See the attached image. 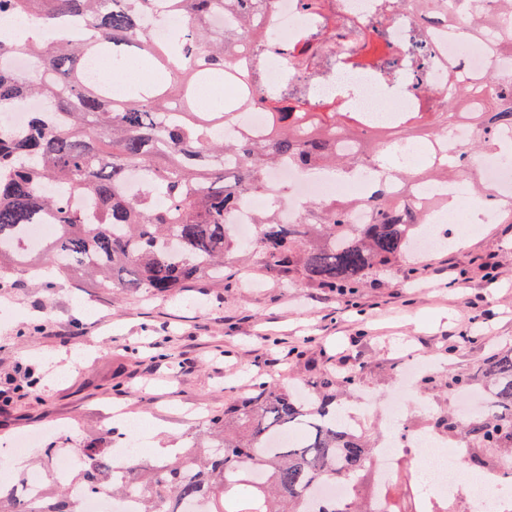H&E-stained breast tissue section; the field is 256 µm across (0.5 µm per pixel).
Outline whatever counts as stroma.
<instances>
[{
    "label": "stroma",
    "mask_w": 512,
    "mask_h": 512,
    "mask_svg": "<svg viewBox=\"0 0 512 512\" xmlns=\"http://www.w3.org/2000/svg\"><path fill=\"white\" fill-rule=\"evenodd\" d=\"M443 222L451 244L373 271L348 296L275 280L246 251L228 257L234 277L224 285L152 298L116 299L60 274L38 286L12 272L0 287V309L12 311L0 319V384L24 383L29 369L40 382L0 410V441L68 424L83 445L110 448V414L121 409L159 427L148 444L182 448L202 417L271 376L286 386L357 367L382 409L406 356L469 373L512 348V223L498 215L468 233L454 215ZM291 347L297 357L269 366Z\"/></svg>",
    "instance_id": "1"
}]
</instances>
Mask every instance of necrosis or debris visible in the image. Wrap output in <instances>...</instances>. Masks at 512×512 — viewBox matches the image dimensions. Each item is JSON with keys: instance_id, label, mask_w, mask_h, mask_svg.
<instances>
[{"instance_id": "necrosis-or-debris-1", "label": "necrosis or debris", "mask_w": 512, "mask_h": 512, "mask_svg": "<svg viewBox=\"0 0 512 512\" xmlns=\"http://www.w3.org/2000/svg\"><path fill=\"white\" fill-rule=\"evenodd\" d=\"M304 0H271L272 24L268 30L276 46L264 59L266 82L276 86L290 71L284 48L296 33L307 26L310 16ZM325 9L323 22L331 33L330 46L336 52L334 69L303 75L307 95L305 108L310 112L335 106L337 114L355 115L365 134H373L381 123H395L406 112H433L448 98V76L464 80L493 81L512 74V65L485 39L464 33L446 34L430 26L413 12L395 9L391 0H321ZM421 33L425 57L421 63L407 61L400 49L414 33ZM479 133L477 127L462 120L449 131L445 141L431 139L404 147L408 167H415L418 157L451 154L469 143ZM476 189L467 190L456 183L428 184L400 182L372 165L359 167L353 180H340L327 171L301 172L296 166L282 165L271 170L267 181L272 186H287V200L274 195L243 199L229 221L241 241H249L248 230L258 207L275 208L281 223L294 222L310 199L325 200L339 193L372 188L387 183L394 199L428 201L448 198L457 201L460 216L469 217L483 210L486 196L498 198L512 194V166L496 158L475 161ZM404 410L393 406L389 420L394 429L379 452L378 478L389 484L400 459L415 462L418 479L428 495L425 512L454 503L462 512H512V489L500 476L485 475L479 492L462 494L474 476L465 467L466 451L449 447L447 440L422 430L402 426ZM84 455L77 436H69L51 469L27 474L23 481L13 480L9 470L0 471V484L8 483L23 497L34 500L50 481H67L82 469Z\"/></svg>"}]
</instances>
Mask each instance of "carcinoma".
Wrapping results in <instances>:
<instances>
[{
	"mask_svg": "<svg viewBox=\"0 0 512 512\" xmlns=\"http://www.w3.org/2000/svg\"><path fill=\"white\" fill-rule=\"evenodd\" d=\"M0 0L20 17L38 14L56 25L52 40L23 44L0 41L1 56H26L35 67L24 73L0 68V113L13 102L36 96L46 110L30 113L20 136L0 125V279L19 266L33 278L42 274L41 257L82 288H103L120 297L130 291L162 295L207 279L224 283V259L245 248L258 255L267 274L286 280L297 276L322 288H358L365 276L409 253L427 214L416 203H398L384 187L366 198L343 196L309 203L298 222L282 224L269 209L255 215L260 235L253 246L239 241L225 215L240 200L268 190L267 173L281 164L323 168L350 176L364 161L388 165L389 145L413 131L431 138L448 133L459 119L479 127L482 135L442 161L410 173L423 182H442L458 172V161L479 148L497 149L501 133L512 132V79L481 99L474 93L448 95L440 112H412L400 128L378 141L359 137L356 120L339 121L334 112H296L288 100L303 91L283 85L255 99L248 89L224 104L213 119L195 112L199 87L209 79L238 77L235 56L247 42L266 43L255 22L263 0H166L181 13L183 25L169 40L155 41L143 24L153 0ZM500 13L473 16L469 31L512 55V0ZM431 23L454 28L448 0H397ZM84 16L90 37L77 42L62 21ZM229 17L218 28L212 17ZM321 27L301 29L296 47L286 49L292 70L308 69L322 52ZM156 61L155 79L128 89L116 100L111 86L122 81L126 50ZM106 59L104 80L86 77L85 62ZM275 103L266 137L222 138L219 128L233 112ZM141 186L126 190L131 174ZM85 197L89 207L73 208L68 197ZM367 210L364 224H350V213ZM44 221L57 234L35 247L25 235ZM358 375L325 373L310 382L311 395L262 381L224 415L206 421L208 449L191 445L168 461L145 466L129 463L128 477L112 479L108 448H85V467L69 483L43 489L30 503L0 486V512H84L75 487L106 491L119 498L138 487L139 512H313L312 495L328 480L355 485L348 500L319 512H373L360 503L362 480L369 474L376 448L369 438L336 422V391H353ZM477 385L490 395L488 409L462 421L452 415L434 418L432 430L446 439L461 438L470 448V466L478 472L512 475V351L491 355L476 372L450 375L448 390L464 393ZM292 439L278 443L279 434ZM264 478L255 483L252 470Z\"/></svg>",
	"mask_w": 512,
	"mask_h": 512,
	"instance_id": "1",
	"label": "carcinoma"
}]
</instances>
